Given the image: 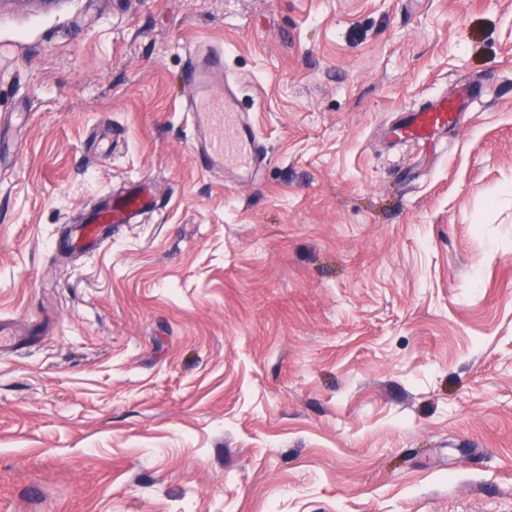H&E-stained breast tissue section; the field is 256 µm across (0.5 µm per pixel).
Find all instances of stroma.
<instances>
[{
    "label": "stroma",
    "mask_w": 512,
    "mask_h": 512,
    "mask_svg": "<svg viewBox=\"0 0 512 512\" xmlns=\"http://www.w3.org/2000/svg\"><path fill=\"white\" fill-rule=\"evenodd\" d=\"M198 41L259 184L193 158ZM132 179L161 211L58 251ZM1 317L43 338L0 357V512H512V0H0ZM475 93V89L465 86L455 93L434 96L410 111L402 124L393 125L390 136L397 141L413 140L430 142L435 134L448 125L454 124L459 116L461 101Z\"/></svg>",
    "instance_id": "1"
}]
</instances>
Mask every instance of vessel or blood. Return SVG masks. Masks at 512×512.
Wrapping results in <instances>:
<instances>
[{"instance_id": "obj_1", "label": "vessel or blood", "mask_w": 512, "mask_h": 512, "mask_svg": "<svg viewBox=\"0 0 512 512\" xmlns=\"http://www.w3.org/2000/svg\"><path fill=\"white\" fill-rule=\"evenodd\" d=\"M184 83L182 110L192 129V149L204 170H228L238 181H251L265 166L267 152L259 131L241 109L242 88L225 66L223 46L201 41L190 48ZM473 93L465 86L428 99L402 124L391 126L390 136L397 141H432L437 132L457 121L462 100ZM156 207L154 190L143 181L117 196L109 191L99 194L76 216L68 245L77 253H87L111 236L113 225L136 223Z\"/></svg>"}]
</instances>
